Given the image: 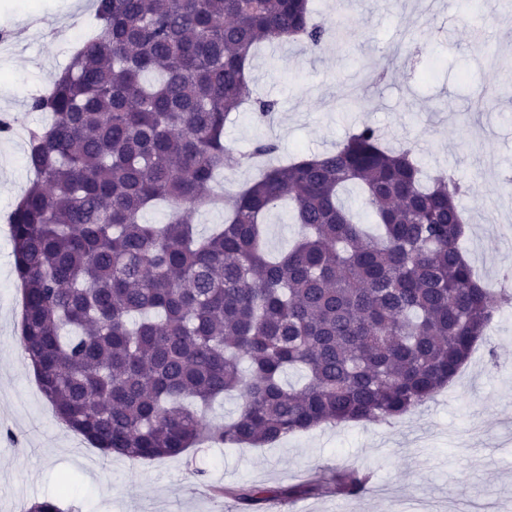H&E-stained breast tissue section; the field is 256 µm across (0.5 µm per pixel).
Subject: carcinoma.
I'll list each match as a JSON object with an SVG mask.
<instances>
[{"mask_svg": "<svg viewBox=\"0 0 512 512\" xmlns=\"http://www.w3.org/2000/svg\"><path fill=\"white\" fill-rule=\"evenodd\" d=\"M95 22L29 128L35 181L9 214L22 289L19 344L57 418L102 452L178 458L203 444L263 447L323 423L398 418L468 359L512 294L483 287L461 247L465 182L423 179L410 148L363 123L336 149L265 167L224 142L262 43L321 50L311 0H94ZM355 186L373 235L341 202ZM299 226L268 257L264 220ZM165 204L163 224L143 213ZM201 208L224 223L198 233ZM297 370L298 386L283 376ZM239 392L237 416L205 418ZM368 479L336 476L356 496ZM318 479L221 490L239 512L314 495Z\"/></svg>", "mask_w": 512, "mask_h": 512, "instance_id": "carcinoma-1", "label": "carcinoma"}]
</instances>
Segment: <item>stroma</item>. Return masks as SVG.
Returning <instances> with one entry per match:
<instances>
[{
    "mask_svg": "<svg viewBox=\"0 0 512 512\" xmlns=\"http://www.w3.org/2000/svg\"><path fill=\"white\" fill-rule=\"evenodd\" d=\"M317 20H340L320 52L294 43L258 49L253 95L275 101L271 122L232 113L224 140L249 155L335 149L361 123L393 148L413 147L422 167L454 171L468 190L461 241L484 285L512 273V0H312ZM90 7L69 0H0V114L41 123L28 102L43 74L63 71L75 41H48L65 24L88 29ZM495 92L484 111L482 90ZM20 138L0 143V512L52 498L63 512H238L217 488L271 489L346 469L368 471L356 497L331 491L275 499L265 512H512V307L497 312L448 387L393 420L323 425L263 448L207 445L177 458H113L56 417L15 338L20 321L6 217L30 186Z\"/></svg>",
    "mask_w": 512,
    "mask_h": 512,
    "instance_id": "1",
    "label": "stroma"
}]
</instances>
